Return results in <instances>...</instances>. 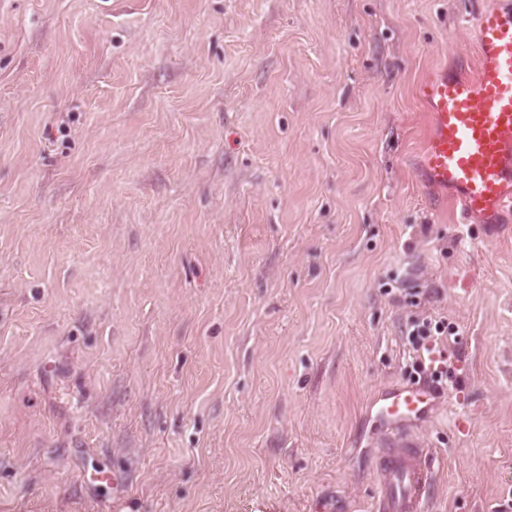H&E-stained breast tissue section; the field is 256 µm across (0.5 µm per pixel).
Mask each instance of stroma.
<instances>
[{"instance_id":"35a3bbf8","label":"stroma","mask_w":512,"mask_h":512,"mask_svg":"<svg viewBox=\"0 0 512 512\" xmlns=\"http://www.w3.org/2000/svg\"><path fill=\"white\" fill-rule=\"evenodd\" d=\"M501 2L0 0V512H369L433 352L430 512H512V233L414 169ZM443 335H448V324L444 321L433 324L431 319L412 320L407 330L408 341L416 352L432 350L431 343L436 342L439 339L438 336Z\"/></svg>"}]
</instances>
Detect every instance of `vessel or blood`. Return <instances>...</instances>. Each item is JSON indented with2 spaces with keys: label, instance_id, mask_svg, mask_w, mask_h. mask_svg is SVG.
Here are the masks:
<instances>
[{
  "label": "vessel or blood",
  "instance_id": "b4317fda",
  "mask_svg": "<svg viewBox=\"0 0 512 512\" xmlns=\"http://www.w3.org/2000/svg\"><path fill=\"white\" fill-rule=\"evenodd\" d=\"M474 28L475 72L442 67L419 88L430 124L418 169L463 220L495 225L512 210V6L479 12ZM438 404V392L425 383L397 384L373 400L381 430L371 461V512H428L438 455L414 427Z\"/></svg>",
  "mask_w": 512,
  "mask_h": 512
}]
</instances>
